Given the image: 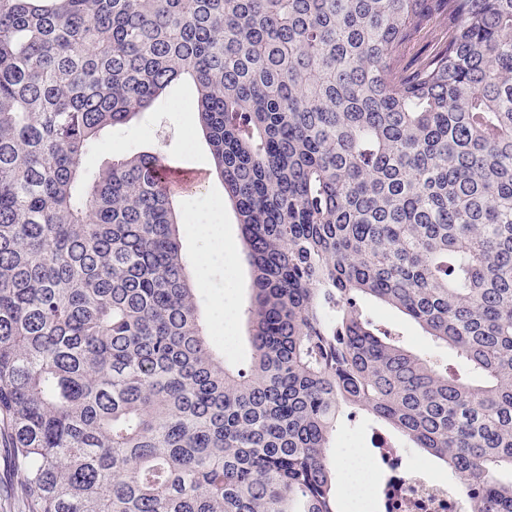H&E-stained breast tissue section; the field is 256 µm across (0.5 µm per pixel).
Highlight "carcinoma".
<instances>
[{
    "label": "carcinoma",
    "mask_w": 512,
    "mask_h": 512,
    "mask_svg": "<svg viewBox=\"0 0 512 512\" xmlns=\"http://www.w3.org/2000/svg\"><path fill=\"white\" fill-rule=\"evenodd\" d=\"M182 79L252 269L247 373L161 156L84 166ZM350 409L512 512V0H0V437L28 512H342ZM441 37V29L434 23V20L425 23L423 34L415 40L405 58L406 71L411 70L414 64L429 54L436 47ZM366 307L376 321L383 324H397L403 332L407 347L412 351L453 360L445 350L435 347L429 338L424 336L422 329L414 321L406 318L401 313L374 301H368Z\"/></svg>",
    "instance_id": "cac0c4a2"
}]
</instances>
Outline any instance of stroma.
<instances>
[{"mask_svg": "<svg viewBox=\"0 0 512 512\" xmlns=\"http://www.w3.org/2000/svg\"><path fill=\"white\" fill-rule=\"evenodd\" d=\"M170 98L192 101V83L184 82L168 89L164 98L156 100L148 112L140 114L130 125L104 131L101 145L88 155L86 166L96 169L110 162L113 156L146 151L160 153L172 165L197 170L202 175L201 180L192 190L177 195L176 202L182 217L201 219L206 215L202 197L223 195V185L211 165L209 146L195 113L169 111L166 101ZM187 131L191 132L195 144L190 154L182 147L183 134ZM221 220L224 242L230 250L222 259L205 266L200 265L199 260L208 252L209 242L189 226L180 228L183 252L190 262L189 271L195 281L204 284L200 291V312L206 321L212 316L215 299H224L238 312L243 311L248 299L250 268L241 250L239 226L232 207H224ZM366 307L376 321L397 324L412 351L445 357V350L435 347L414 321L374 301L367 302ZM21 480L10 449L0 446V512H27Z\"/></svg>", "mask_w": 512, "mask_h": 512, "instance_id": "35a3bbf8", "label": "stroma"}]
</instances>
